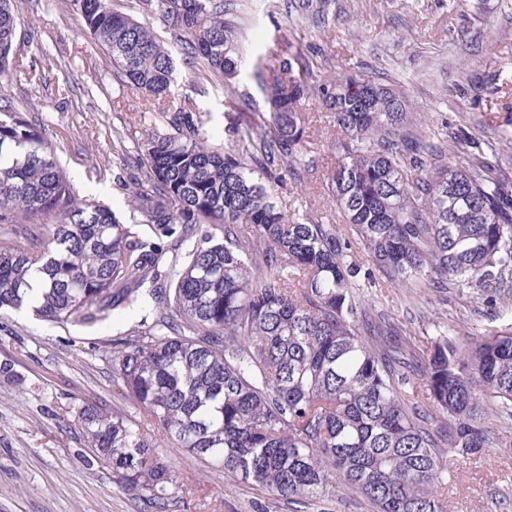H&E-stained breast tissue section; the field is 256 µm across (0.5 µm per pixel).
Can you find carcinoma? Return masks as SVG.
Returning a JSON list of instances; mask_svg holds the SVG:
<instances>
[{
    "label": "carcinoma",
    "instance_id": "cac0c4a2",
    "mask_svg": "<svg viewBox=\"0 0 512 512\" xmlns=\"http://www.w3.org/2000/svg\"><path fill=\"white\" fill-rule=\"evenodd\" d=\"M122 86L151 108L203 61L238 67L224 0H69ZM16 0H0V81L33 78L15 47ZM179 30L165 44L150 20ZM267 109L212 142L194 104L139 147L129 195L138 228L81 197L27 113L0 99V312L33 305L92 327L121 310L141 320L115 339L112 378L139 417L86 401V461L112 468L143 512H171L184 488L167 441L225 476L305 505L339 484L373 512H448V464L505 448L512 427V324L438 333L428 350L362 309L353 244L375 288L402 283L483 297L512 282V183L442 163L413 129L409 101L380 78L312 79L302 55L257 57ZM339 131L328 196L343 230L286 215L273 184L308 151L312 95ZM177 246L166 260L169 245ZM166 285L152 287L158 280Z\"/></svg>",
    "mask_w": 512,
    "mask_h": 512
}]
</instances>
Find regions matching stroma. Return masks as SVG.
<instances>
[{"label":"stroma","mask_w":512,"mask_h":512,"mask_svg":"<svg viewBox=\"0 0 512 512\" xmlns=\"http://www.w3.org/2000/svg\"><path fill=\"white\" fill-rule=\"evenodd\" d=\"M299 0H224L244 62L221 82L177 66L165 107L192 102L209 128L223 135L230 122L250 123L264 101L250 62L303 53L315 83L351 75L380 76L409 99L424 134H441L451 163L455 139L512 182V140L501 131L512 118V0H327L324 24L298 13ZM20 53L37 62L33 81L0 85L4 95L40 123L75 190L108 206L126 225L136 221L127 198L140 172L128 154L165 132L161 112L146 110L119 86L81 16L66 0H17ZM307 140L315 158L300 180L276 187L286 213H309L338 223L325 192L336 157V128L320 102L309 107ZM372 316L411 331L430 346L438 327L481 332L512 323V285L504 284L492 312L468 299L426 290L420 300L400 284L373 288L357 279ZM141 318L132 311L87 329L19 311L0 314V512H140L120 491L108 465L84 464L75 409L100 401L131 405L112 381V341ZM163 456L190 489L175 512H368L356 494L341 491L308 507L273 499L262 488L225 478L183 449L165 444ZM448 512H512V447L492 448L457 467L448 484Z\"/></svg>","instance_id":"stroma-1"}]
</instances>
